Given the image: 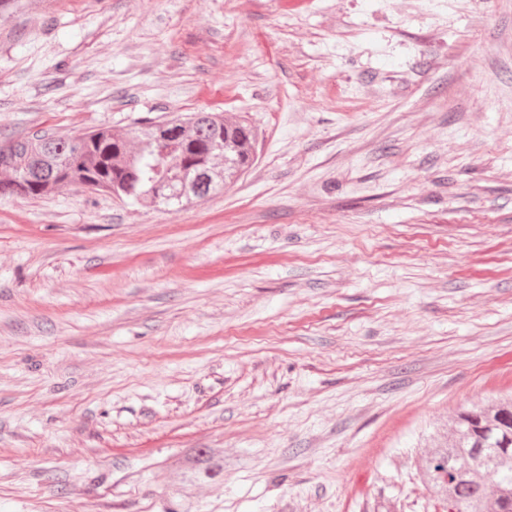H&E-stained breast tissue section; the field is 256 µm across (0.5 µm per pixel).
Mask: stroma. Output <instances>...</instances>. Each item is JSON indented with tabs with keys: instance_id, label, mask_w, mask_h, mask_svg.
Masks as SVG:
<instances>
[{
	"instance_id": "35a3bbf8",
	"label": "stroma",
	"mask_w": 512,
	"mask_h": 512,
	"mask_svg": "<svg viewBox=\"0 0 512 512\" xmlns=\"http://www.w3.org/2000/svg\"><path fill=\"white\" fill-rule=\"evenodd\" d=\"M201 110L258 132L223 195L0 200V512H436L421 456L512 396V0L0 22L2 134ZM223 470V462L215 459L208 449L198 448L186 458L184 480L192 486L202 479H213Z\"/></svg>"
}]
</instances>
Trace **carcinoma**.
<instances>
[{
    "label": "carcinoma",
    "mask_w": 512,
    "mask_h": 512,
    "mask_svg": "<svg viewBox=\"0 0 512 512\" xmlns=\"http://www.w3.org/2000/svg\"><path fill=\"white\" fill-rule=\"evenodd\" d=\"M257 136L246 119L222 112L146 120L125 133L101 125L77 135H0V199L79 185L148 207H185L234 184L255 160ZM223 470L198 448L184 480L192 486ZM419 475L455 512H512V398L457 411L447 443L423 458Z\"/></svg>",
    "instance_id": "1"
}]
</instances>
